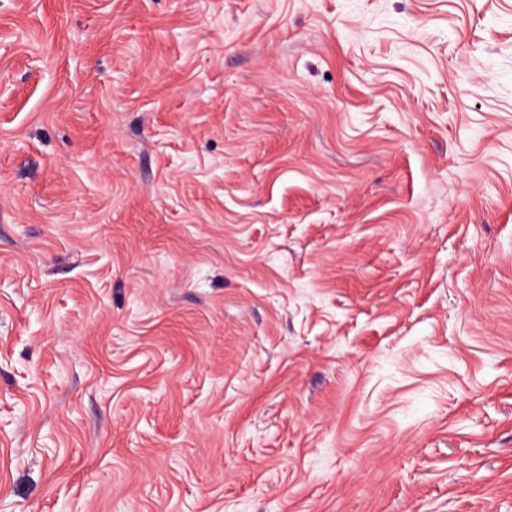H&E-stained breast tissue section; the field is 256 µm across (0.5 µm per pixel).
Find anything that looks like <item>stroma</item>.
Wrapping results in <instances>:
<instances>
[{
	"label": "stroma",
	"instance_id": "obj_1",
	"mask_svg": "<svg viewBox=\"0 0 512 512\" xmlns=\"http://www.w3.org/2000/svg\"><path fill=\"white\" fill-rule=\"evenodd\" d=\"M0 512H512V0H0Z\"/></svg>",
	"mask_w": 512,
	"mask_h": 512
}]
</instances>
